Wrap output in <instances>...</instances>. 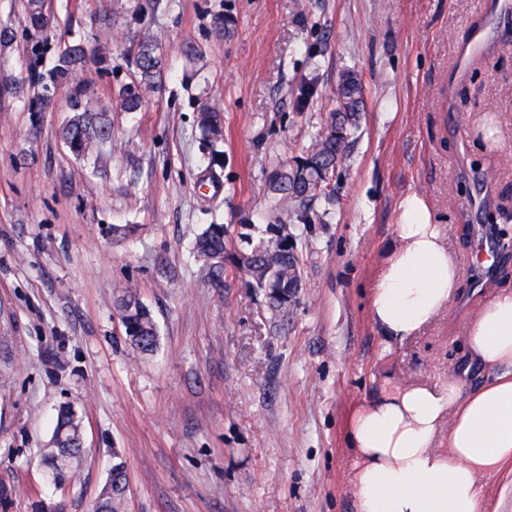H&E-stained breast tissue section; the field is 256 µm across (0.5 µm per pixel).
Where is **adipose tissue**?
Returning a JSON list of instances; mask_svg holds the SVG:
<instances>
[{
  "label": "adipose tissue",
  "instance_id": "1",
  "mask_svg": "<svg viewBox=\"0 0 512 512\" xmlns=\"http://www.w3.org/2000/svg\"><path fill=\"white\" fill-rule=\"evenodd\" d=\"M396 243L371 294L386 347L403 344L446 311L458 282L428 200L399 203ZM469 360L488 380L440 389L385 382L351 413L356 512H487L482 480L512 464V290L495 294L466 326ZM448 430L447 451L434 442Z\"/></svg>",
  "mask_w": 512,
  "mask_h": 512
}]
</instances>
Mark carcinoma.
<instances>
[{
	"label": "carcinoma",
	"instance_id": "cac0c4a2",
	"mask_svg": "<svg viewBox=\"0 0 512 512\" xmlns=\"http://www.w3.org/2000/svg\"><path fill=\"white\" fill-rule=\"evenodd\" d=\"M21 11V23L27 36L33 39L44 38L57 18L54 0H22ZM129 54L134 70L128 81L110 89V101L122 112H137L160 90L165 60L158 42L150 36H142L131 44ZM86 59L85 43L73 40L59 46L52 66L46 67L35 59L18 78L0 80V96L28 95V111L34 114L51 111L56 95L67 90L71 116L61 128V139L74 155L82 158L98 152L110 135V124L105 116L107 108L101 105L94 82L69 87L70 76L85 66ZM362 93L357 74L345 72L336 110L327 113L312 134L304 154L273 168L268 175L274 198L287 202L301 224L311 223L310 204L316 197L331 198V182L341 174L351 135L360 123ZM198 112L205 141L212 147L224 138L223 113L203 102L198 104ZM225 234L224 225L210 224L197 237L194 246L197 260L202 262V272L218 286L224 283V264H215L211 258L224 256ZM243 238L250 248L232 257L234 270L246 277L253 287L265 291L272 312H286L288 288L296 289L302 282L297 235L289 232L286 224L278 222L266 225L263 237L256 243L248 234ZM118 310L131 344L143 352L153 350L157 345V328L150 310L131 291L121 300ZM80 452L75 414L65 409L58 417L48 459L54 462ZM126 484L124 469L113 467L103 489L100 512H117Z\"/></svg>",
	"mask_w": 512,
	"mask_h": 512
}]
</instances>
